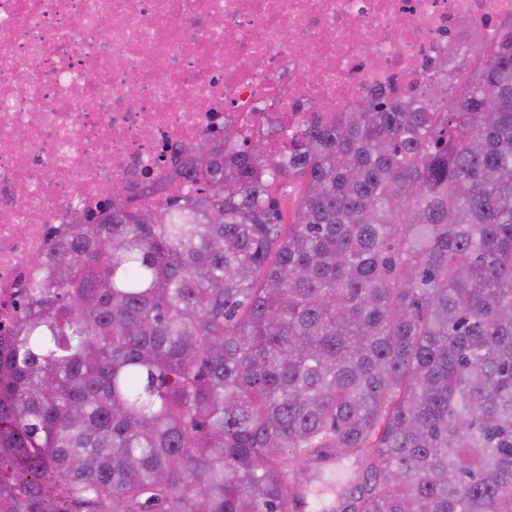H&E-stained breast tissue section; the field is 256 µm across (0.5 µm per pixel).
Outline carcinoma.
I'll return each instance as SVG.
<instances>
[{"label":"carcinoma","instance_id":"1","mask_svg":"<svg viewBox=\"0 0 512 512\" xmlns=\"http://www.w3.org/2000/svg\"><path fill=\"white\" fill-rule=\"evenodd\" d=\"M326 111L52 244L0 337V512H294L319 448L360 467L336 512H512V23Z\"/></svg>","mask_w":512,"mask_h":512}]
</instances>
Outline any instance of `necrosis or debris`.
<instances>
[{
  "mask_svg": "<svg viewBox=\"0 0 512 512\" xmlns=\"http://www.w3.org/2000/svg\"><path fill=\"white\" fill-rule=\"evenodd\" d=\"M510 19L512 0H0V333L110 183L142 206L219 122L297 127L313 98L352 111Z\"/></svg>",
  "mask_w": 512,
  "mask_h": 512,
  "instance_id": "necrosis-or-debris-1",
  "label": "necrosis or debris"
}]
</instances>
